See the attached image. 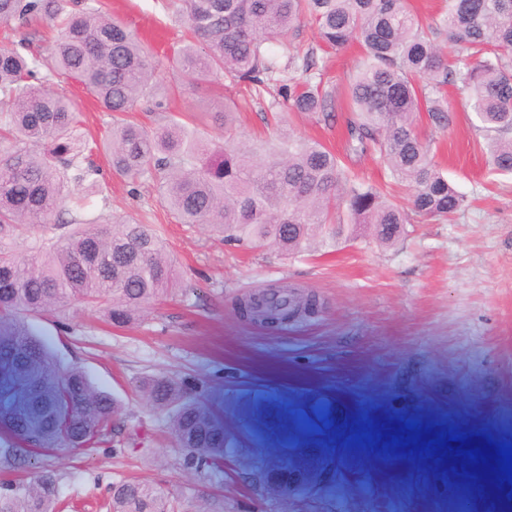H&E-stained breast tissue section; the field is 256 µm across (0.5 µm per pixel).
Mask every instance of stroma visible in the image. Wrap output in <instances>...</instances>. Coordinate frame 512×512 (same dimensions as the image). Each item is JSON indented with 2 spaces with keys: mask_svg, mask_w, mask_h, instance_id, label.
I'll return each mask as SVG.
<instances>
[{
  "mask_svg": "<svg viewBox=\"0 0 512 512\" xmlns=\"http://www.w3.org/2000/svg\"><path fill=\"white\" fill-rule=\"evenodd\" d=\"M99 2L143 39L168 94L166 111H155L148 98L130 120L156 128L169 116H189L203 139L220 143L224 131L211 114L228 95L239 103L236 140L288 134L343 152L341 124L290 111L281 90L292 78L341 88L359 64L357 48L326 51L315 25L302 19L279 51L278 71L252 96L181 72L170 49L182 24L168 0ZM309 50L315 66L306 73L297 58ZM62 89L99 145L94 212L155 224L183 283L122 326L81 305L34 320L65 361L116 394L131 420L151 426L158 416L137 391L139 379L205 381L224 410L226 512H456L459 490L469 487L480 490L482 502L512 512L495 434L471 421L475 412L489 421L512 418V175L489 172L484 136L462 96L448 95L450 128L417 119L422 139L438 148L445 176L466 199L461 210L443 224L411 220L389 245L368 236L288 259L273 246L236 249L208 225L178 223L152 179L134 184L113 173L111 113L77 81ZM282 285L320 295L322 312L282 330L239 317L240 296ZM323 402L332 420L319 417ZM295 417L307 421L312 447H289L286 431ZM442 436L452 446L422 458L419 444ZM395 437L403 445L393 453ZM465 443L485 454L480 470L461 453ZM177 455L170 435L161 433L142 459L61 449L49 462L62 474L63 497L95 512L121 478L192 488L174 466Z\"/></svg>",
  "mask_w": 512,
  "mask_h": 512,
  "instance_id": "1",
  "label": "stroma"
}]
</instances>
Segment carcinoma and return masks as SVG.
Here are the masks:
<instances>
[{"instance_id":"cac0c4a2","label":"carcinoma","mask_w":512,"mask_h":512,"mask_svg":"<svg viewBox=\"0 0 512 512\" xmlns=\"http://www.w3.org/2000/svg\"><path fill=\"white\" fill-rule=\"evenodd\" d=\"M189 36L175 51L194 81L220 75L261 93L276 72L274 42L308 15L323 46L357 43L362 63L343 90L346 157L376 155L392 182L412 187L410 210L383 186L368 184L319 141L284 136L275 142L208 143L171 118L149 131L127 121L140 100L157 99L156 67L138 35L102 13L68 10L61 0H0V22L49 21L59 37L38 56L28 44L0 45V396L12 409L0 416V512H57L59 473L37 465L56 448H112L114 456L143 455L149 430L123 418L120 403L34 334L31 317L64 313L79 301L114 324L179 287L153 225L139 219L88 215L99 169L93 145L80 132L74 100L49 89L73 79L112 113V170L134 182L148 176L182 224H210L233 247L276 246L298 257L311 247L334 249L368 230L388 244L408 212L445 221L464 204L416 129L423 112L436 129L452 125L444 87L467 96L475 127L486 139L490 170L512 174V0H447L438 17L423 19L409 0H170ZM295 112L334 117L338 95L288 84ZM235 104L216 113L232 131ZM22 224L69 231L36 238L19 259L12 239ZM313 294L291 290L250 295L239 311L250 322L284 324L288 315L318 312ZM138 389L166 416L179 450L178 466L199 488L176 494L169 485L128 479L112 484L106 512H224L205 490L224 482V412L209 406L202 382L152 375Z\"/></svg>"}]
</instances>
